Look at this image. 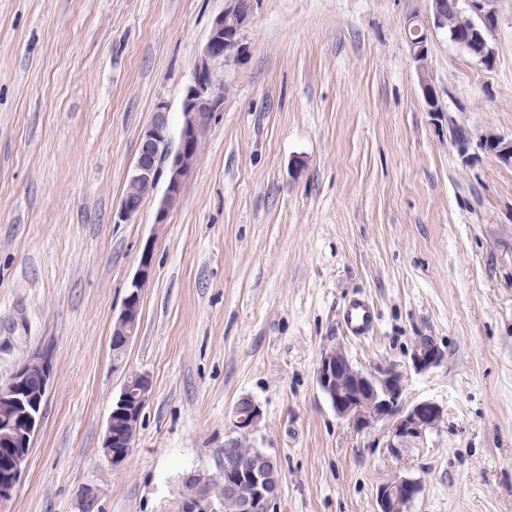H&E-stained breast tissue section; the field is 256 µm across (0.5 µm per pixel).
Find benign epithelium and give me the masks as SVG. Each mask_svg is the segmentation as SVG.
I'll use <instances>...</instances> for the list:
<instances>
[{
	"instance_id": "benign-epithelium-1",
	"label": "benign epithelium",
	"mask_w": 512,
	"mask_h": 512,
	"mask_svg": "<svg viewBox=\"0 0 512 512\" xmlns=\"http://www.w3.org/2000/svg\"><path fill=\"white\" fill-rule=\"evenodd\" d=\"M431 23L424 25L411 18L407 24V39L411 57L416 64L424 99L430 112H440L435 88L425 62L429 52V33L449 32V41L460 51L470 55L484 66L496 58L491 35L498 22L495 0H430ZM251 18V7L241 0H224V9L217 13L210 25L207 38L196 59L192 77L185 87L182 99V125L178 144H173L168 120V106L156 105L153 118L140 133L138 152L128 176L131 189L123 193L116 212L115 223L122 224L140 209L144 198L152 193L160 179H165V191L156 216V223H165L167 212L180 200L183 182L195 160V149L200 136L212 118L224 105L225 87L214 80V74L236 67L248 55L250 46L244 30ZM451 141L465 163L483 155L512 164V139L495 133L478 136L469 130L449 126ZM152 274V245L144 247L138 270L132 279L123 307L115 320L112 336L129 344L139 329L138 314L142 295ZM443 353L429 337L419 338L410 359L418 371L437 365ZM40 374V390L31 388L29 376L32 367ZM52 372V349L39 351V358L24 361L10 381L0 386V403L5 412L0 415V501L7 500L21 479L26 467L33 438L41 424L45 395ZM136 383L125 381L109 416L102 448L107 462L121 464L132 445L118 444V435L125 426L140 419L152 397V380L145 373L133 375ZM316 383L326 396L336 415L350 421L359 430L371 427L380 420H390L388 448L396 453L411 442L424 440L442 419V409L430 401L409 408L399 406L403 386L401 377L391 371L369 373L357 368L340 347L332 346L321 353L316 370ZM237 407L244 415L234 418V430L248 435L257 430L262 420L260 407L251 399L240 400ZM236 447V438L224 441V468L234 469L237 477L251 485V494L239 497L238 485L224 482V498L233 501L237 512H270L280 491L278 465L273 456L262 450L250 458L236 460L227 457ZM419 485L410 477H398L383 485L378 493L380 512H405L415 499Z\"/></svg>"
}]
</instances>
